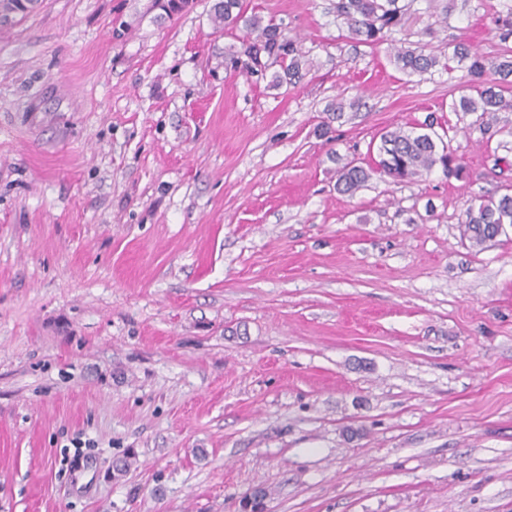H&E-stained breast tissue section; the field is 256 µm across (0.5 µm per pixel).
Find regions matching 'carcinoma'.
Returning a JSON list of instances; mask_svg holds the SVG:
<instances>
[{
  "label": "carcinoma",
  "instance_id": "obj_1",
  "mask_svg": "<svg viewBox=\"0 0 512 512\" xmlns=\"http://www.w3.org/2000/svg\"><path fill=\"white\" fill-rule=\"evenodd\" d=\"M336 16L347 26L348 36L357 44L376 46L393 42L392 34L400 25L402 9L398 0H338ZM213 20L224 29L241 28L250 35L259 32L256 40L242 39L241 50L229 53L231 64L246 74H254L277 65L280 71L274 74V85H293L301 77L303 58L299 40L283 33L275 23H263L257 13H248L244 0H218L214 5ZM500 40L512 37V5L506 14L495 20ZM393 59L398 69L407 75L430 72L440 64L438 56L426 52L420 42L414 46L394 48ZM448 79L453 72H465V84L475 89L476 95H462L451 103L455 112L480 113L484 130L488 131L496 122L499 112H512V97H505V86L512 83V51L494 60H488L472 51L469 45L458 43L444 64ZM377 166L380 171L395 181H406L420 177L439 165L450 176L460 173V166L453 165L454 157L448 144L436 135L414 131L393 130L380 135ZM339 167L336 170V189L354 195L370 179V171L353 160L334 157ZM463 234L477 245L494 239L496 224H512V193L482 195L474 198L464 212Z\"/></svg>",
  "mask_w": 512,
  "mask_h": 512
}]
</instances>
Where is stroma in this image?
<instances>
[{
  "instance_id": "1",
  "label": "stroma",
  "mask_w": 512,
  "mask_h": 512,
  "mask_svg": "<svg viewBox=\"0 0 512 512\" xmlns=\"http://www.w3.org/2000/svg\"><path fill=\"white\" fill-rule=\"evenodd\" d=\"M213 3L0 33V512H512V225L460 224L512 185V112L483 132L336 0H246L308 60L274 86ZM399 3L439 58L512 48V0ZM426 122L460 176L337 191L332 154ZM511 186H507L508 193L501 195H482L474 198L465 210V218L461 220L464 224L463 234L476 245H483L493 241L497 224L498 234L502 230V224H512V193H509ZM478 202V203H476Z\"/></svg>"
}]
</instances>
